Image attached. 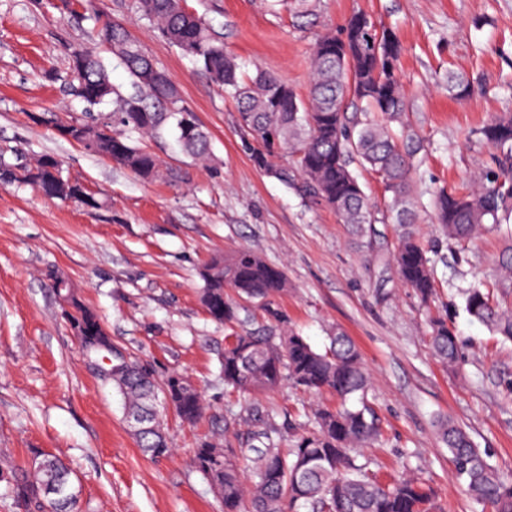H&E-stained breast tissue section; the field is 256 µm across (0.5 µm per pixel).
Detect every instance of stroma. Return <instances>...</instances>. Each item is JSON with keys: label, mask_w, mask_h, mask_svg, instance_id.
<instances>
[{"label": "stroma", "mask_w": 512, "mask_h": 512, "mask_svg": "<svg viewBox=\"0 0 512 512\" xmlns=\"http://www.w3.org/2000/svg\"><path fill=\"white\" fill-rule=\"evenodd\" d=\"M187 4L223 33L243 71L263 67L302 94L315 33L357 11L392 29L403 46L408 120L429 143L417 175L421 205L430 190L472 186L492 154L475 129L492 114L512 113V0H320L305 28L289 11L270 12L266 0ZM95 6L179 85L210 136L211 155L196 161L165 136L152 149L182 177L147 183L59 136L56 120L84 113L65 79L73 51L96 50L93 23L85 7L66 9L62 0H0V155L10 162L18 152L53 154L64 175L108 200L91 211L26 185L0 188V466L23 463L34 450L61 457L80 488L81 512H224L192 466L198 438L219 433L236 443L255 426L256 402L279 422L336 403L288 384L255 397L225 393L218 362L225 330L199 301L198 270L215 254L250 248L284 272L288 291L279 303L313 347L324 348L338 329L359 348L383 431L359 451L371 473L419 477L437 512H482L456 479L436 422L459 424L493 466L512 474V342H497L472 321L458 294L484 279L512 241L492 232L458 244L431 221L416 225L423 242L439 244L437 296L423 306L390 264L398 225H378L371 246H360L335 211L302 202L254 166L236 131L235 102L135 16L129 0ZM451 70L482 91L453 99L441 82ZM59 278L97 313L113 344L156 379L178 371L199 386V424L166 416L167 458L141 453L119 396L70 331ZM434 317L456 330L461 369L434 357Z\"/></svg>", "instance_id": "1"}]
</instances>
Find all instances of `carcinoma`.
Returning <instances> with one entry per match:
<instances>
[{
    "label": "carcinoma",
    "mask_w": 512,
    "mask_h": 512,
    "mask_svg": "<svg viewBox=\"0 0 512 512\" xmlns=\"http://www.w3.org/2000/svg\"><path fill=\"white\" fill-rule=\"evenodd\" d=\"M298 18L315 15L316 0H291ZM131 8L159 35L190 58L210 82L224 91L238 109L237 128L254 165L277 179L304 200L319 201L336 211L352 227L362 244H371L375 225L397 224L402 229L392 256L399 280L429 302L435 294L436 250L423 247L413 231L419 221L414 206V173L420 164L423 141L405 120L408 95L397 75L402 46L392 31L377 28L364 13L353 14L337 32L316 34L306 95L262 68L246 75L224 41L185 0H132ZM98 43L126 68L130 90L114 85L103 57L88 51L73 52L66 83L68 94L85 105V119L55 123L92 127L102 116L94 109L112 101L106 130L89 131L95 145L87 151L127 168L144 181L181 178L178 169L163 165L147 145L132 138L155 139L174 134L183 152L202 158L209 142L195 113L184 104L181 91L168 72L151 59L118 22L95 18ZM448 94L470 97L474 82L448 72ZM478 139L494 150L492 166L481 172L479 187L470 192L441 188L432 194V212L443 236L467 242L479 231L498 230L512 222V115L491 117L475 130ZM374 174L383 201L371 199L360 182L359 170ZM31 185L46 197L74 201L101 210L106 201L83 183L63 176L55 156L34 160L15 155L0 158V187ZM492 287L512 291V247L493 263ZM200 302L212 320L228 327L219 375L224 388L261 394L289 382L305 390L326 391L342 406L314 410L316 432L301 438L288 451L281 441L292 427L276 423L270 414L254 408L262 418L252 439L250 481L242 476L237 449L221 440L204 438L194 449L196 472L221 499L224 512H431V493L414 477L384 484L373 477L352 447H366L380 436V425L367 405L349 407L347 401L364 396L369 375L353 341L343 332L330 338V347L315 349L288 325L277 298L286 290L282 270L256 252L235 251L215 257L200 269ZM233 289L236 297L227 294ZM465 310L504 341H512V309L494 305L488 289L479 285L462 291ZM255 301L265 324L238 333L239 300ZM64 315L73 335L90 340L89 356L113 355L115 345L96 314L65 290ZM431 343L436 356L450 367L460 362L458 340L445 319L433 320ZM121 398L124 415L154 417V408L174 409L178 418L195 423L203 412L202 394L188 376L173 372L157 381L134 360L107 379ZM439 436L448 448L455 476L464 482L470 498L489 504L493 512H512V476L500 473L477 448L468 433L453 422L439 423ZM134 438L141 452L154 460L173 451L164 424ZM34 463L0 468V484L14 500L35 512L43 505L52 512H75L79 489L69 467L58 457L34 452Z\"/></svg>",
    "instance_id": "1"
}]
</instances>
